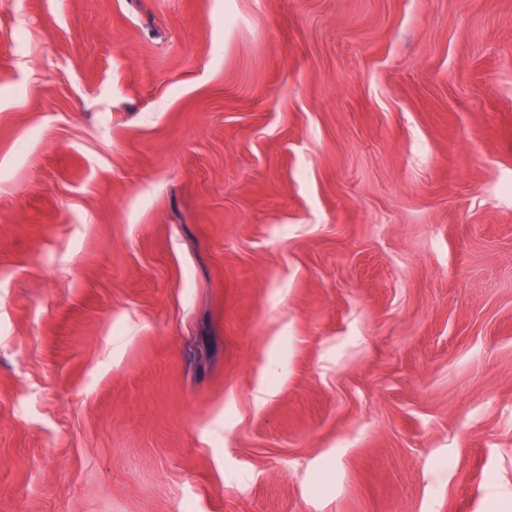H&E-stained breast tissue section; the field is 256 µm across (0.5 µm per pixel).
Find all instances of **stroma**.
Instances as JSON below:
<instances>
[{"label":"stroma","mask_w":512,"mask_h":512,"mask_svg":"<svg viewBox=\"0 0 512 512\" xmlns=\"http://www.w3.org/2000/svg\"><path fill=\"white\" fill-rule=\"evenodd\" d=\"M512 512V0H0V512Z\"/></svg>","instance_id":"1"}]
</instances>
